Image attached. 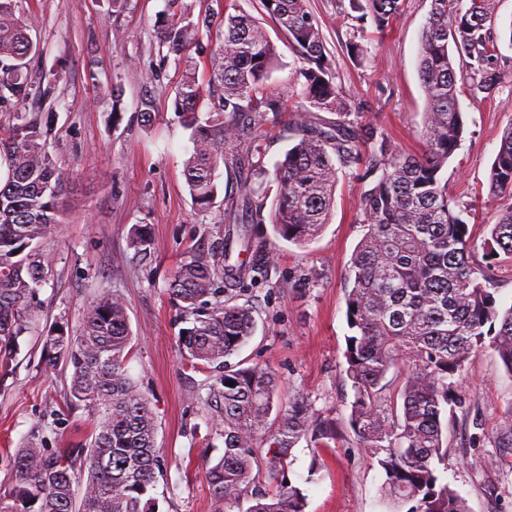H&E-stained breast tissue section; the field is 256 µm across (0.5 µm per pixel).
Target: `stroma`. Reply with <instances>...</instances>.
<instances>
[{
  "label": "stroma",
  "mask_w": 512,
  "mask_h": 512,
  "mask_svg": "<svg viewBox=\"0 0 512 512\" xmlns=\"http://www.w3.org/2000/svg\"><path fill=\"white\" fill-rule=\"evenodd\" d=\"M228 3L262 22L277 52L268 89L292 95L302 62L260 0H183L194 17L223 13ZM338 4L308 0L336 83L352 102L369 105L368 119L399 148L417 150L426 106L418 58L430 0H403L401 14L382 36L372 23L344 18ZM167 13V0H16L15 15L30 26L37 46L32 80L53 82L56 99L23 105L0 100V127H8L19 109L38 114L51 127L46 149L67 185L63 222L45 242L52 272L32 319L42 328L63 322L75 330L101 292L124 300L132 332L128 369L159 424L164 465L154 491L158 512H214L204 468L224 451L219 409L209 398L222 371L197 369L181 358L177 338L191 322L177 309L168 282L189 255L223 239L224 204L236 192L238 176L219 168L212 207L193 205L184 178L189 133L172 108L181 69L157 39ZM495 32L507 75L494 99L460 95L466 131L444 176L449 194L467 204L462 218L476 244L471 261L507 306L512 260L486 262L482 244L489 224L512 207V195H490L487 185L502 133L512 125V0H498ZM352 43L362 46V63L349 53ZM115 89L120 99H113ZM145 100L152 113L148 123L141 117ZM287 122L284 112L266 117L256 142L266 168L291 146L283 135ZM362 191L351 170L339 169L330 220L305 248L273 238L270 224L251 225L252 239L269 242L275 258L266 278L232 295L235 303L252 307L256 319L254 335L233 362L270 367L282 399L303 398L315 416L336 426L331 447L303 441L293 450L289 477L306 498V512L408 510L389 502L383 471L348 425L347 272L364 233ZM136 224L151 228L144 257L127 244ZM312 269L317 278L309 277ZM19 343L14 372L0 390V485L11 479L9 456L31 434H39L46 448H78L93 423L87 410L66 407L70 369L43 368L38 336ZM455 398L447 417L444 478L470 512H512V440L501 432L502 421L512 416V374L492 350H483L466 364Z\"/></svg>",
  "instance_id": "35a3bbf8"
}]
</instances>
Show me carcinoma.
<instances>
[{
	"label": "carcinoma",
	"mask_w": 512,
	"mask_h": 512,
	"mask_svg": "<svg viewBox=\"0 0 512 512\" xmlns=\"http://www.w3.org/2000/svg\"><path fill=\"white\" fill-rule=\"evenodd\" d=\"M180 2L169 0L172 14L159 40L184 68L173 106L190 131L185 178L195 205L207 210L213 204L220 165L239 177V193L224 210V241L182 262L169 283L177 308L194 316L178 338L182 359L194 368L224 369L210 388L220 405L224 452L205 466L215 512H305L304 494L287 478L292 450L303 438L320 448L336 440V431L304 401H278L269 367L227 363L253 336L249 307L227 300L201 318L197 312L204 297L244 289L267 272L270 259L247 237L248 225L267 222L275 237L300 248L319 236L333 207L338 163L367 186L360 200L365 232L350 259L346 296L350 427L383 470L388 495L412 503L408 512H469L438 469L447 454L444 420L456 404L454 379L477 353L493 350L512 373V304L501 306L471 265L469 226L461 219L462 204L448 196L443 171L465 133L458 96L491 99L504 75L492 32L496 0H468L464 9L459 0H431L419 57L427 105L414 153L397 150L352 107L336 84L306 0H261L303 62L300 102L288 119L292 145L271 172L255 159L251 142L266 113L285 109L281 96L266 91L274 44L252 16L224 12V37L208 60L209 87L221 94L203 112L191 49L213 20L209 14L190 20L180 14ZM349 8L382 33L401 0H349ZM35 53L14 0H0V100L6 92L18 102L54 100V85L33 87ZM316 112L339 119L325 127L313 121ZM47 132L25 112L0 131V157L7 164L0 181V387L13 374L19 339L28 330L23 314L52 265L43 243L65 210V181L45 150ZM488 186L492 195L512 193V124L503 132ZM128 245L146 253L148 225H134ZM237 245L254 254L251 264L233 260ZM483 249L490 260L512 257V209L492 225ZM131 340L126 306L108 293L89 308L78 334L61 324L47 330L42 364L47 370L72 366L66 407L88 409L95 426L83 448L48 453L31 436L11 457L0 512H156L151 490L161 473L158 424L127 368ZM84 469L78 495L75 472Z\"/></svg>",
	"instance_id": "carcinoma-1"
}]
</instances>
